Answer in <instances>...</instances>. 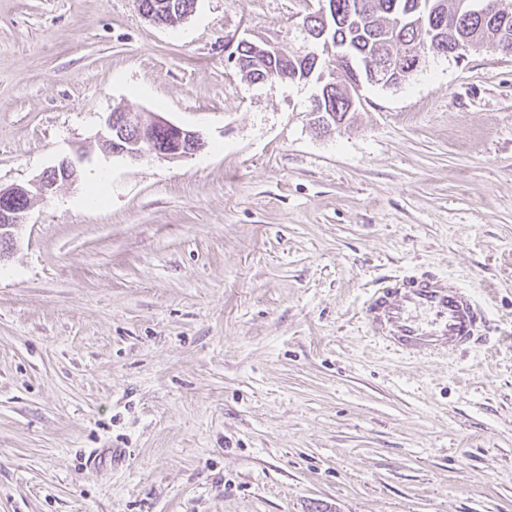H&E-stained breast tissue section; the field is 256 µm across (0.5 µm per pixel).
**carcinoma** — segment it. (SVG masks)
<instances>
[{
    "instance_id": "cac0c4a2",
    "label": "carcinoma",
    "mask_w": 512,
    "mask_h": 512,
    "mask_svg": "<svg viewBox=\"0 0 512 512\" xmlns=\"http://www.w3.org/2000/svg\"><path fill=\"white\" fill-rule=\"evenodd\" d=\"M327 18L316 17L311 24L328 28L334 54L320 60L288 55L278 50L256 57L253 42L243 45L238 57L242 77L250 83L285 77L289 81H308L312 69L345 67L344 86L330 87L323 97L324 108L340 119L348 114L351 100L347 87L358 83L369 86L368 72L384 58L398 55L415 46L432 47L441 34L442 23L455 19L458 44L483 46L498 37L499 30L512 40V18L478 16L471 12L475 0H334Z\"/></svg>"
}]
</instances>
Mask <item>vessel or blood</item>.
<instances>
[{
  "label": "vessel or blood",
  "mask_w": 512,
  "mask_h": 512,
  "mask_svg": "<svg viewBox=\"0 0 512 512\" xmlns=\"http://www.w3.org/2000/svg\"><path fill=\"white\" fill-rule=\"evenodd\" d=\"M359 319L387 347L414 357H445L485 344L484 308L466 290L432 273L402 275L375 288Z\"/></svg>",
  "instance_id": "obj_1"
}]
</instances>
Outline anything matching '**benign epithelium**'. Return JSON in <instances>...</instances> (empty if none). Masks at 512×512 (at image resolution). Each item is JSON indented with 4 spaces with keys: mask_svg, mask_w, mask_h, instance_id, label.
<instances>
[{
    "mask_svg": "<svg viewBox=\"0 0 512 512\" xmlns=\"http://www.w3.org/2000/svg\"><path fill=\"white\" fill-rule=\"evenodd\" d=\"M511 11L512 0H482L477 14L506 15ZM192 12L191 8L186 10L178 4H173L161 18L151 13L143 15V18L157 26L175 28L186 21ZM432 53L443 54L445 50L436 45L429 50L416 47L405 54L392 57L391 61L379 66L377 77L393 87L395 74L404 72L406 66L416 69ZM161 127L170 132V142L156 145L153 135ZM100 141L106 153L120 155L131 161H138L147 154L168 160L182 159L205 146L198 132L178 126L154 112L138 113L124 110L110 113ZM82 160L83 156L78 152L73 156L61 158L55 166L45 171L31 188L0 187V238L8 244L15 242L19 231L26 224L29 206L20 205L18 201L34 197L45 199L55 192L60 182L76 180Z\"/></svg>",
    "mask_w": 512,
    "mask_h": 512,
    "instance_id": "benign-epithelium-1",
    "label": "benign epithelium"
}]
</instances>
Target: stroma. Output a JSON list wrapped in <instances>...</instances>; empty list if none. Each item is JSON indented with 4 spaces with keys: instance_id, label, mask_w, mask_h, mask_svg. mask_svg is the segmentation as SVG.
<instances>
[{
    "instance_id": "35a3bbf8",
    "label": "stroma",
    "mask_w": 512,
    "mask_h": 512,
    "mask_svg": "<svg viewBox=\"0 0 512 512\" xmlns=\"http://www.w3.org/2000/svg\"><path fill=\"white\" fill-rule=\"evenodd\" d=\"M320 7L0 0V186L87 155L0 260V512H512V53L428 58L323 130L315 83L224 51L303 52ZM117 107L206 145L106 154ZM410 271L469 289L490 344L368 338ZM194 5L193 8L186 10L181 5L171 4L170 8L167 10V14L161 18L155 17L152 13L144 14L142 16L151 24L161 27L175 28L188 19L193 12Z\"/></svg>"
}]
</instances>
